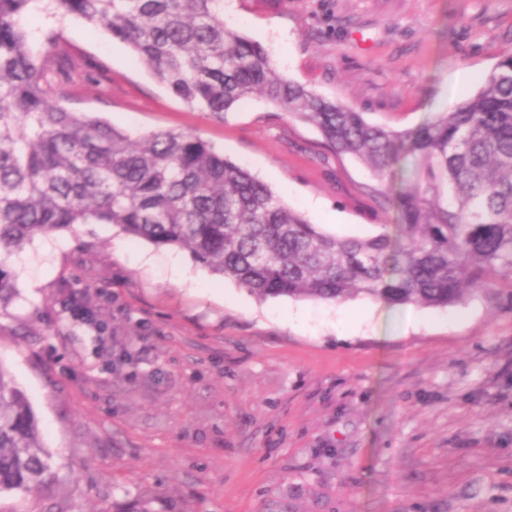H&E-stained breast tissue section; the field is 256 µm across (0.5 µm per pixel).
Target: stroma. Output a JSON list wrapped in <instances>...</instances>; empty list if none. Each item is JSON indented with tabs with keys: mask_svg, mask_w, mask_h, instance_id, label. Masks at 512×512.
<instances>
[{
	"mask_svg": "<svg viewBox=\"0 0 512 512\" xmlns=\"http://www.w3.org/2000/svg\"><path fill=\"white\" fill-rule=\"evenodd\" d=\"M289 80L395 130L448 112L512 50V0H224ZM76 72L65 106L140 137L191 132L343 237L397 213L319 131L246 100L184 105L121 41L30 5ZM320 203L310 210L308 200ZM180 260L183 278L171 273ZM0 363L57 477L24 512H512V276L445 308L261 299L188 252L79 224L10 259ZM104 306L99 331L64 288Z\"/></svg>",
	"mask_w": 512,
	"mask_h": 512,
	"instance_id": "stroma-1",
	"label": "stroma"
}]
</instances>
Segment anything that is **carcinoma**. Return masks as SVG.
<instances>
[{
  "label": "carcinoma",
  "mask_w": 512,
  "mask_h": 512,
  "mask_svg": "<svg viewBox=\"0 0 512 512\" xmlns=\"http://www.w3.org/2000/svg\"><path fill=\"white\" fill-rule=\"evenodd\" d=\"M32 0H0V306L16 294L1 255L38 235L110 224L176 246L260 298L439 308L512 273V53L452 112L402 131L286 79L267 52L224 24V0H49L127 44L190 108L221 116L259 95L310 123L385 189L405 154L418 166L389 194L396 234L340 238L197 136L134 140L47 95L72 79L59 36L34 54L20 24ZM55 478L30 403L0 364V498Z\"/></svg>",
  "instance_id": "cac0c4a2"
}]
</instances>
